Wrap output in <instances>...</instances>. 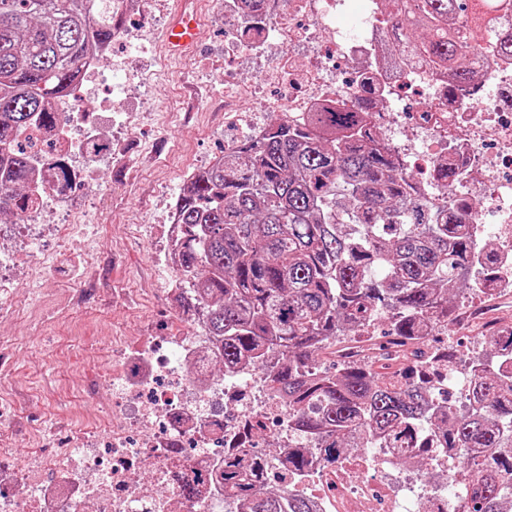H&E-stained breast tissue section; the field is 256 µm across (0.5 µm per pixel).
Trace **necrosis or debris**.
<instances>
[{
	"mask_svg": "<svg viewBox=\"0 0 512 512\" xmlns=\"http://www.w3.org/2000/svg\"><path fill=\"white\" fill-rule=\"evenodd\" d=\"M351 13L348 27L336 25ZM261 39L267 43L311 42L328 46L349 71L329 78L322 56L281 57L269 66L270 95L258 94L234 69L236 61L257 51L245 29L249 19L240 0L224 4V123L247 122L242 99L258 97L269 112L291 118L314 111L336 98L358 105L365 93L362 75H370L381 93L382 109L374 113L387 132L386 140L402 164L413 157L447 161L456 177L449 186L432 178L416 179L414 199L423 208L447 205L461 188L475 186L471 221L479 238L492 239L504 262L494 283L499 292L512 287V107L503 89L512 90V61L482 63L483 85L490 88L482 108L462 95L449 94L439 75L425 65L390 61L382 52L394 22L385 0H263ZM415 87L428 100L425 111L409 110L402 93ZM60 115L65 138L49 139L29 129L35 140H52L41 161L37 185L43 194L65 195L56 181L58 163L69 169L71 185L86 183L101 161L117 162L126 149L122 138L103 139L92 151L81 132L90 122L81 90H74ZM203 321L188 332L144 336L132 351L112 353V397L124 410L113 424L108 444H100L96 427L68 435L52 452L30 449L24 469L9 454L14 431L0 427V512H226L224 489L215 472L224 456L252 450L258 433L283 448L303 444L289 430L290 409L266 377L252 368L217 374V360L208 348ZM151 467V481L142 478ZM282 485L307 488L315 512H457L447 483L428 485L415 470L404 468L400 453L375 440L361 448L354 463L338 460L297 474L277 462L265 472ZM197 479L195 497L181 496V485Z\"/></svg>",
	"mask_w": 512,
	"mask_h": 512,
	"instance_id": "obj_1",
	"label": "necrosis or debris"
}]
</instances>
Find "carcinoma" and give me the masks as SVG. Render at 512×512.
<instances>
[{"instance_id": "carcinoma-1", "label": "carcinoma", "mask_w": 512, "mask_h": 512, "mask_svg": "<svg viewBox=\"0 0 512 512\" xmlns=\"http://www.w3.org/2000/svg\"><path fill=\"white\" fill-rule=\"evenodd\" d=\"M90 0H0V215L37 205L28 193L31 125L53 129V102L72 92L90 51L112 43V12ZM397 22L386 52L446 76L448 93L476 90L475 63L512 59V0H386ZM364 108L319 106L279 120L195 173L176 201L177 272L183 313L207 318L224 366L260 369L288 397L289 427L312 443L288 449L306 473L373 439L406 454L423 419L443 449H459L448 483L459 512L512 509V371L472 365L470 409L458 415L429 399L422 374L431 329L456 320L448 292L465 271L493 282L498 257L469 224L461 196L430 214L411 204L413 187ZM388 315L374 345L384 372L356 354L335 372L318 369L344 336ZM490 355L512 360V325L489 336ZM264 459L224 457L218 475L239 512H312L293 490L262 484Z\"/></svg>"}]
</instances>
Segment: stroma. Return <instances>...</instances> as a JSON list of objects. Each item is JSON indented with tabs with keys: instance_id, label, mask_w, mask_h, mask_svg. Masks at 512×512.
<instances>
[{
	"instance_id": "1",
	"label": "stroma",
	"mask_w": 512,
	"mask_h": 512,
	"mask_svg": "<svg viewBox=\"0 0 512 512\" xmlns=\"http://www.w3.org/2000/svg\"><path fill=\"white\" fill-rule=\"evenodd\" d=\"M186 3L207 29L193 55L175 62L153 54L156 32L176 7L175 0H166L164 9L151 6L127 14L125 44L114 46L103 62L102 79L82 88L91 112L121 98L127 77L138 82L139 96L148 102L135 127L124 126L122 114L112 115L113 128L123 131L127 142V161L100 163L91 184L77 186L70 199H44L49 213L84 211L86 221L75 228L74 238L96 242L93 267H86L80 254L64 250L55 255L43 282L18 281L20 291L40 306L36 319L4 327L21 346L12 354L14 377L0 385V419H11L15 385L25 382L36 439L47 445L86 429L78 408L111 405L113 347L130 349L140 337L166 335L174 319L162 293L177 277L163 259L165 212L175 204L184 176L223 154L228 138L223 120L210 126L198 121L199 113L224 105V8L217 0ZM75 290L81 291L83 306L62 314L61 305ZM454 302L463 321L432 342L469 348L481 358L476 337L483 327L468 307L479 303L498 324L510 325L512 295L467 289Z\"/></svg>"
}]
</instances>
